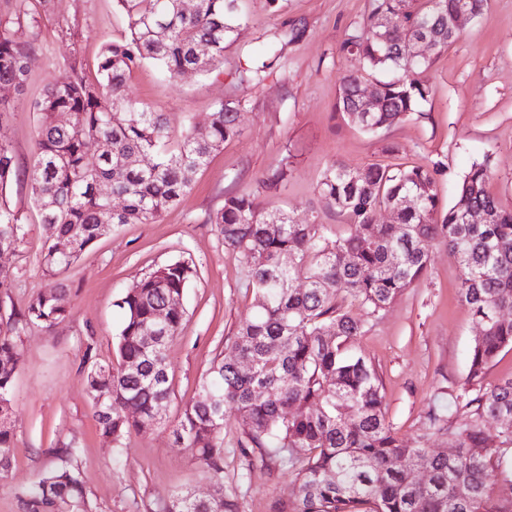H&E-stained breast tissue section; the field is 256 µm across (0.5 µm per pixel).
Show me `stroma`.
I'll return each instance as SVG.
<instances>
[{"mask_svg":"<svg viewBox=\"0 0 512 512\" xmlns=\"http://www.w3.org/2000/svg\"><path fill=\"white\" fill-rule=\"evenodd\" d=\"M243 23L227 41L224 60L209 74L171 79L144 64L128 79L131 97L164 113L178 131L205 124L215 105H239L240 133L198 172L193 190L154 224H128L90 247L61 276L71 290L69 318L45 333L16 322L28 298L52 286L40 267L47 230L33 203L29 171L35 154L37 116L31 103L49 77L80 60L95 78L104 41L123 39L124 17L115 0H0V10H21L39 21V45L27 59L22 92H9L11 112L0 119V142L18 169L6 199L26 235L0 259L11 273L0 289V328H10L20 359L14 377L12 419L15 448L0 477V512H23L20 495L57 462L60 444H74L75 460L91 512H159L173 492L205 497L216 490L236 496L239 512H272L297 489L288 470L244 467L235 415L224 424V481L216 483L190 449L176 444L173 430L210 363L232 356L233 334L252 312L246 272L224 247L206 216L228 193L248 192L267 210L293 219L318 218L332 234L352 227L329 210L318 192L327 169L370 164L396 168L444 165L438 178L443 204L473 162L488 161L490 194L512 211V0H486L425 72L432 94L422 116L366 133L345 121L337 108L341 78L360 70L358 58L341 52L347 33L363 19L368 0H237ZM270 61L261 83L239 81L240 66ZM289 158L281 188L261 180ZM185 260L196 277L186 288V319L167 351L172 395L161 424L132 433L121 450L96 429L93 404L82 383L98 363L115 358L122 323L116 303L155 266ZM460 271L445 244H434L428 275L374 321L356 347L375 365L385 395L386 416L400 439L427 436L437 452L455 447L447 435L429 432L427 413L453 410L452 394L466 370V356L480 326L460 296Z\"/></svg>","mask_w":512,"mask_h":512,"instance_id":"obj_1","label":"stroma"}]
</instances>
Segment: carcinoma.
<instances>
[{
    "mask_svg": "<svg viewBox=\"0 0 512 512\" xmlns=\"http://www.w3.org/2000/svg\"><path fill=\"white\" fill-rule=\"evenodd\" d=\"M127 36L104 44L98 76L90 81L76 59L46 83L34 102L36 157L29 173L32 198L49 232L41 254L46 276L56 278L96 241L125 224H153L194 187L210 155L239 134L238 109L220 104L204 126L174 133L161 112L128 98L126 82L146 61L173 78L187 70L208 73L223 61L227 40L241 27L236 0H116ZM486 0H369L362 22L341 51L358 57L364 73L342 78L338 107L360 129L375 133L419 111L431 88L420 78L430 60L411 55L410 43L427 38L434 54L447 50L461 11L476 18ZM34 22L21 11L0 13V84L23 89L25 59L35 50ZM207 46L208 54L200 53ZM269 64L239 71L242 82L261 81ZM374 89L379 107L357 111L360 93ZM69 115V123L58 121ZM98 146L90 158L92 145ZM440 163L396 170L370 165L326 170L318 191L326 205L347 214L354 232L330 234L328 225L302 224L281 211L263 210L249 193L224 197L208 215L224 248L247 272L253 313L238 327L234 356L212 362L197 398L183 412L176 440L191 449L210 478L224 483V411L239 419L238 447L247 466L286 467L298 483L295 497L274 512H512V376L495 385L485 376L499 353L512 349V212L498 208L487 190V163L474 162L452 205L437 187ZM16 175L11 149L0 142V248L16 249L26 234L5 200ZM106 185L110 195L100 192ZM414 195L417 204L402 206ZM395 223L380 224L381 210ZM481 211L487 224H468ZM448 245L461 271V296L482 330L469 351L455 396L456 416L437 411L429 423L448 431L452 456L433 452L422 438L400 441L387 421L383 384L373 363L352 349L396 298L425 276L430 248ZM68 244L62 254L58 244ZM290 261L283 262L284 258ZM197 270L174 260L145 274L117 302L123 322L117 365L97 364L84 377L100 434L115 447L134 431L162 421L171 399L167 348L185 319V289ZM169 306L166 322L155 313ZM360 313H352V308ZM71 312L62 282L30 296L20 316L25 328L45 332ZM251 364L238 371L235 358ZM19 360L14 337L0 333V474L13 455L11 409ZM216 397L205 403V394ZM496 420L497 433L486 424ZM79 449H57L61 464L47 469L21 496L24 512H89L73 461ZM426 469L417 485L409 474ZM161 512H238L232 496L202 500L172 494Z\"/></svg>",
    "mask_w": 512,
    "mask_h": 512,
    "instance_id": "cac0c4a2",
    "label": "carcinoma"
}]
</instances>
